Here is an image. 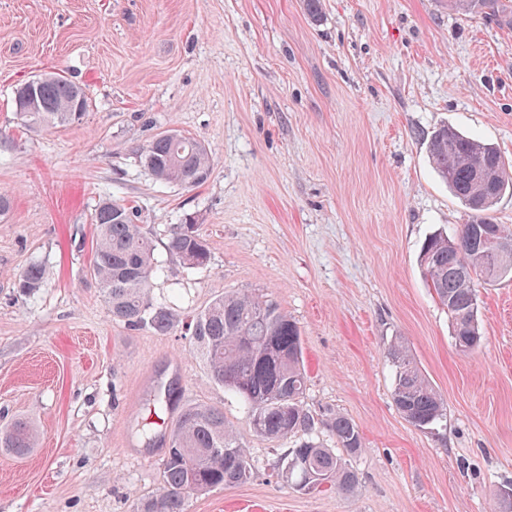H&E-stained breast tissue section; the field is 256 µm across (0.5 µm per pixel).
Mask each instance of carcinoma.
Returning a JSON list of instances; mask_svg holds the SVG:
<instances>
[{
  "label": "carcinoma",
  "mask_w": 512,
  "mask_h": 512,
  "mask_svg": "<svg viewBox=\"0 0 512 512\" xmlns=\"http://www.w3.org/2000/svg\"><path fill=\"white\" fill-rule=\"evenodd\" d=\"M461 13H478L512 25V0H448ZM15 108L25 123L64 126L88 111L85 91L60 74L39 75L17 89ZM438 176L469 211L480 229L468 252L454 238L437 232L423 243L420 264L440 303L452 319L455 347L469 353L481 342L473 276L482 270L498 241L512 243V232L490 214L512 189V162L493 144L453 127L442 126L428 141ZM146 169L165 183L198 186L210 176L208 152L200 142L176 132L157 135L140 155ZM91 272L112 313L128 327L170 333L178 323L175 307L156 302L150 291L160 271L152 239L136 223V211L124 201L103 199L94 213ZM166 250L188 269L209 263L210 252L192 221L173 227ZM45 269L27 267L18 278L21 295L41 288ZM189 345L204 362L210 380L243 404L253 432L275 444L295 439L280 460L292 466L290 484L308 479L342 494L355 490L358 478L347 458L363 448L358 427L338 412L326 419L336 448L315 440L319 421L302 403L306 389L302 338L297 324L276 305L249 294L221 295L187 323ZM394 370L393 401L399 414L417 428L447 418V404L423 374L410 350L396 339L388 347ZM162 461V488L137 502L135 512H187L190 496L249 481L254 475L248 451L226 422L224 410L203 404L181 408ZM32 424L15 418L0 427V447L22 455L34 447Z\"/></svg>",
  "instance_id": "carcinoma-1"
}]
</instances>
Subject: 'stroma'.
I'll return each mask as SVG.
<instances>
[{
    "label": "stroma",
    "mask_w": 512,
    "mask_h": 512,
    "mask_svg": "<svg viewBox=\"0 0 512 512\" xmlns=\"http://www.w3.org/2000/svg\"><path fill=\"white\" fill-rule=\"evenodd\" d=\"M59 72L85 88L79 121L31 128L16 85ZM450 125L512 159V27L448 0H0V419H29L34 448H0V512H133L161 487L176 409H223L249 450L247 483L190 498L188 512H493L512 483V278L475 277L479 348L458 351L418 256L467 211L427 140ZM175 130L211 175L157 181L140 160ZM139 211L163 267L152 295L183 318L236 292L272 301L301 330L315 418L341 412L363 448L354 494L277 477L280 449L211 383L185 327L113 319L90 272L100 200ZM192 218L207 268L165 249ZM46 268L33 298L17 279ZM409 347L445 400V425L398 413L387 348Z\"/></svg>",
    "instance_id": "obj_1"
}]
</instances>
